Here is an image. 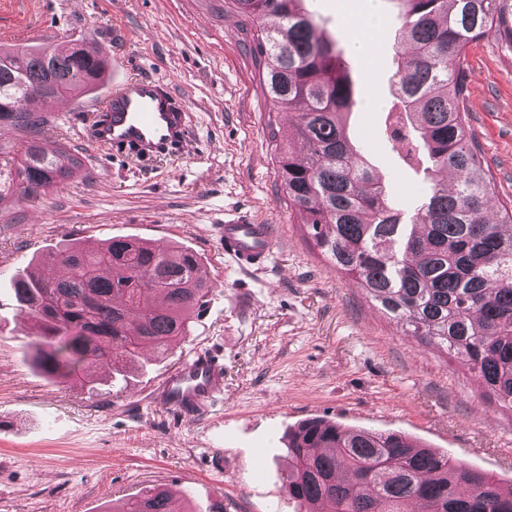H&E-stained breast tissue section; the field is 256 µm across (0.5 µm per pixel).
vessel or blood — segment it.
I'll return each mask as SVG.
<instances>
[{
  "instance_id": "1",
  "label": "vessel or blood",
  "mask_w": 512,
  "mask_h": 512,
  "mask_svg": "<svg viewBox=\"0 0 512 512\" xmlns=\"http://www.w3.org/2000/svg\"><path fill=\"white\" fill-rule=\"evenodd\" d=\"M104 115L92 130L96 142L130 150L152 159L178 148L190 116L177 95L150 80H129L116 88L103 106ZM224 253L237 268L262 267L272 253L269 225L234 217L218 228ZM224 392V363L211 354L186 356L162 373L152 390V401L188 420H200Z\"/></svg>"
}]
</instances>
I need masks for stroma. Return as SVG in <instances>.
Instances as JSON below:
<instances>
[{"mask_svg":"<svg viewBox=\"0 0 512 512\" xmlns=\"http://www.w3.org/2000/svg\"><path fill=\"white\" fill-rule=\"evenodd\" d=\"M361 5L306 7L356 82L354 142L405 203L427 186L384 134L400 20L384 0L379 40L353 53L345 22ZM70 41L105 48L112 68L89 97L36 107L49 120L45 139L82 154L83 169L38 197L0 203V512H110L113 500L158 485L184 492L190 512H299L284 487L286 445L289 430L312 418L398 430L512 483V410L453 355L404 335L306 240L275 174L272 103L224 0H0V45ZM463 70L496 198L512 202V49L487 36L469 46ZM131 78L186 99L185 150L140 161L94 143L93 104ZM233 216L271 226L267 268L225 260L216 228ZM115 236L188 249L215 288L169 353L144 352L112 381L93 369L47 377L12 280L66 243ZM194 351L223 359L224 399L190 423L155 407L147 390ZM216 449L220 476L209 465Z\"/></svg>","mask_w":512,"mask_h":512,"instance_id":"obj_1","label":"stroma"}]
</instances>
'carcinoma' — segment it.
<instances>
[{"label":"carcinoma","instance_id":"carcinoma-1","mask_svg":"<svg viewBox=\"0 0 512 512\" xmlns=\"http://www.w3.org/2000/svg\"><path fill=\"white\" fill-rule=\"evenodd\" d=\"M305 2L224 0L276 110L269 138L288 207L336 270L406 335L446 350L488 398L512 409V203L489 217L494 185L469 126L462 68L467 48L489 34L512 47V0H392L398 40L411 52L391 79L385 136L417 178L427 181L433 169L455 180L451 192L431 181L406 210L350 138L354 81ZM109 63L105 51L77 43L0 50V124L28 137L1 202L37 196L83 168L81 155L41 144L48 119L28 102L89 95ZM50 259L63 279L28 270L13 282L20 309L44 325L35 347L50 376L101 360L124 370L146 349L166 353L211 291L193 253L137 238L73 243ZM115 297L120 312L110 306ZM287 449L286 488L302 512H407L409 503L414 512H512V484L402 432L310 419L288 434ZM112 512L189 510L154 487Z\"/></svg>","mask_w":512,"mask_h":512}]
</instances>
